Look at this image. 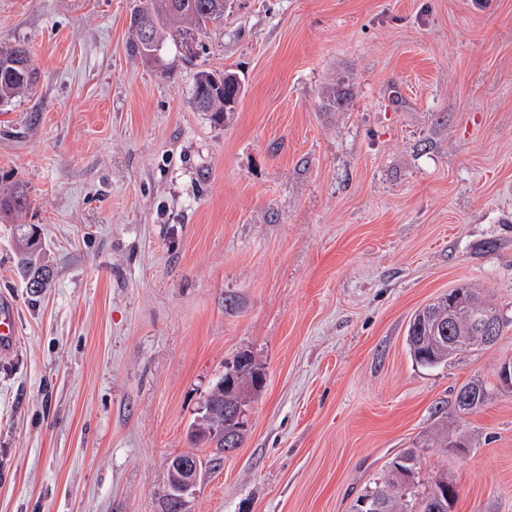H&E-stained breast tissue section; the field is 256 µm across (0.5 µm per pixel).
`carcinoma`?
Returning a JSON list of instances; mask_svg holds the SVG:
<instances>
[{
    "instance_id": "carcinoma-1",
    "label": "carcinoma",
    "mask_w": 512,
    "mask_h": 512,
    "mask_svg": "<svg viewBox=\"0 0 512 512\" xmlns=\"http://www.w3.org/2000/svg\"><path fill=\"white\" fill-rule=\"evenodd\" d=\"M230 0H143L140 24H130L129 48L146 65L161 61V52L170 41L182 49L197 43L208 26L224 21ZM36 81L25 47L0 46V102H8L27 92ZM241 85L235 73L224 71L217 77L202 70L193 82V100L198 110L210 112L217 121L235 111ZM345 82L324 88L321 94L326 108H342L349 100ZM40 249L31 235L22 237L18 266L26 283L46 280L47 270L34 262ZM475 328L468 320L448 319V296L418 310L407 329V346L415 363L428 368L448 364L449 358L467 351L471 345L461 343L448 348V336H470ZM429 442L414 443L392 460L384 479L361 497L360 512H448V479L434 478L423 490H415L417 465Z\"/></svg>"
}]
</instances>
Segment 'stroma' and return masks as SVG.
Segmentation results:
<instances>
[{"label": "stroma", "instance_id": "1", "mask_svg": "<svg viewBox=\"0 0 512 512\" xmlns=\"http://www.w3.org/2000/svg\"><path fill=\"white\" fill-rule=\"evenodd\" d=\"M138 0H0V45L38 73L0 103V512H168L169 459L226 361L266 383L242 446L186 512H355L423 451L454 512H512V0H234L182 60L128 51ZM241 81L224 122L193 78ZM346 77L344 109L321 92ZM52 269L27 293L16 232ZM500 310L495 345L415 364L414 312L453 288ZM492 386L476 412L453 393Z\"/></svg>", "mask_w": 512, "mask_h": 512}]
</instances>
